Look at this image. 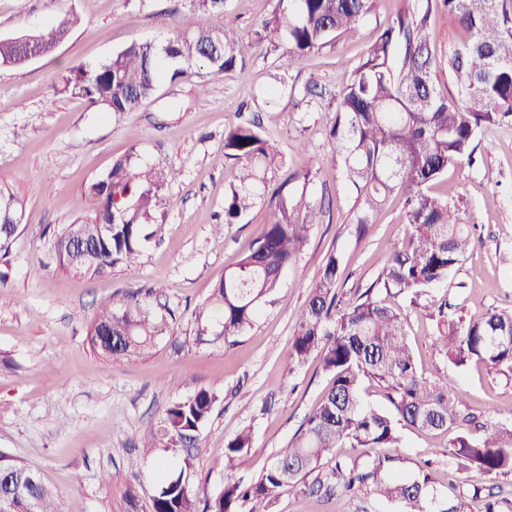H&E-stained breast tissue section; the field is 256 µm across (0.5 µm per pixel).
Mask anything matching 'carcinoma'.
<instances>
[{
  "label": "carcinoma",
  "mask_w": 512,
  "mask_h": 512,
  "mask_svg": "<svg viewBox=\"0 0 512 512\" xmlns=\"http://www.w3.org/2000/svg\"><path fill=\"white\" fill-rule=\"evenodd\" d=\"M196 10L225 14L224 0H192ZM275 5L256 31L258 41L283 47L293 59L328 46L336 32L368 16L376 0H274ZM442 7L466 32L448 52V72L459 97L437 85L436 48L430 37L432 6ZM78 23L65 14L34 34L0 39V65L19 66L30 55H48ZM238 35L229 24L194 26L183 16L172 26L165 44L133 41L94 65H78L62 75L55 91L81 98L114 116L138 110L151 99L165 77L175 80L185 69L203 64L223 73L237 66ZM336 115L328 140L342 162L355 198L351 223L365 234L395 193L405 197L406 249L394 252L375 285L351 303L338 296L341 262L326 255L308 300L295 318L293 358L304 362L321 356L331 385L319 406L277 453L275 462L247 487L230 480L208 499L206 512H268L286 489H295L335 455L354 448L359 456L336 462L332 485L350 495L363 491L403 505L404 512H435L429 476L414 479L393 475V458L380 453L400 442L399 428L446 432L453 426H474L481 435H459L449 442L448 457L486 476L512 472V428L482 422L468 406L450 394L448 384L420 373L399 312L388 306L375 287L397 288L420 296L448 280L472 243L470 225L448 199L432 191L435 181L457 167L479 132L512 114V0H417L400 10L380 29L347 83L336 93ZM224 153L237 163L234 182L224 198V223L236 224L261 197L267 175L280 170L283 156L266 139L258 123L242 119L224 133ZM310 172L293 173L279 187L282 197L273 220L249 251L214 288L221 303L224 341L243 334L258 318L265 298L280 284L324 214L307 187L288 191V183H309ZM173 173L132 160H113L107 173L93 181L86 201L100 206L92 217L65 225L51 247L63 266L80 274L101 275L116 267H131L141 255L143 226ZM11 190L0 185V218L17 213ZM98 224L112 225V236L95 240ZM79 234L96 245L91 262L69 248L66 235ZM166 317L132 300H105L98 305L90 329L93 349L119 362L143 355L167 332ZM448 362L460 368L470 362L490 370L512 371V313L491 311L476 322L451 319L438 336ZM385 390L393 408L387 413L363 404V381ZM216 396L206 389L163 410L156 428L143 441V453L192 447L208 420ZM251 430L242 429L225 442L224 469L233 473L245 462ZM160 487L151 512H197V496L182 480L184 472L156 459ZM26 483L25 496L1 501L6 480ZM58 512L56 495L38 471L0 454V512Z\"/></svg>",
  "instance_id": "cac0c4a2"
}]
</instances>
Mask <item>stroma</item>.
<instances>
[{"label":"stroma","mask_w":512,"mask_h":512,"mask_svg":"<svg viewBox=\"0 0 512 512\" xmlns=\"http://www.w3.org/2000/svg\"><path fill=\"white\" fill-rule=\"evenodd\" d=\"M405 0H379L375 10L332 44L297 61L260 46L255 31L273 0H225L237 30L241 67L217 73L193 68L162 80L139 111L108 116L82 99L55 93L70 67L96 63L131 41L161 43L191 0H0V37L33 31L72 12L79 24L53 53L22 66H0V184L18 201L22 222L0 247V452L38 469L56 492L60 512H149L159 486L140 439L162 409L202 389L217 400L199 431L185 473L198 497L224 484V442L252 429V446L236 474L256 481L287 445L330 383L318 357L291 359L294 316L318 278L323 258L342 260V289L375 283L388 257L408 243L400 195L365 236L350 222L354 193L330 148L333 96L346 83L377 31ZM317 84L318 106L301 100ZM206 94H199V85ZM258 119L276 142L287 172L310 171L308 185L324 206L296 261L270 295L253 327L224 341L218 320L199 326L195 311L213 305L216 283L271 221L279 201L269 192L238 223L224 221V194L234 162L224 154V129L238 113ZM472 159L449 169L435 186L475 227L474 243L447 282L411 299L390 289L386 303L404 318L408 341L426 377L450 381L453 392L491 422L512 427V372L470 364L452 367L437 346L443 323L437 302L466 321L512 311V116L482 130ZM172 171L152 213L151 237L139 263L102 276L64 268L50 242L79 214L86 187L115 158ZM223 232H216V225ZM130 297L166 315L169 330L139 358L115 363L97 354L89 330L101 300ZM445 433L404 428L393 454L395 473L428 467L436 502L459 496L468 512L480 502L472 486L493 488L512 512V473L484 477L448 458ZM111 483H103V474ZM271 512H402L373 494L285 491Z\"/></svg>","instance_id":"stroma-1"}]
</instances>
